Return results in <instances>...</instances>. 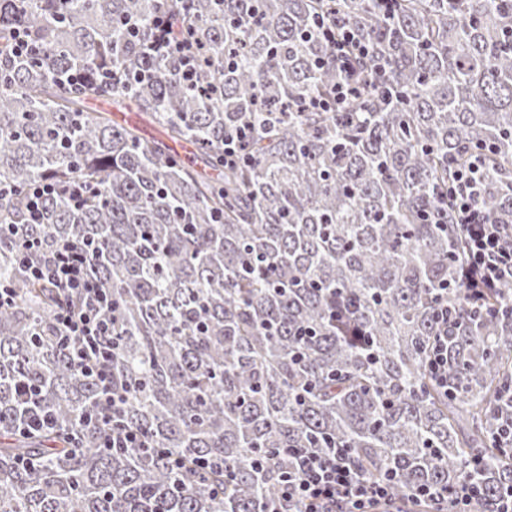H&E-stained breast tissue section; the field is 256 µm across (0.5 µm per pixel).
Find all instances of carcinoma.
I'll list each match as a JSON object with an SVG mask.
<instances>
[{"label":"carcinoma","instance_id":"cac0c4a2","mask_svg":"<svg viewBox=\"0 0 512 512\" xmlns=\"http://www.w3.org/2000/svg\"><path fill=\"white\" fill-rule=\"evenodd\" d=\"M383 2L0 0V279L15 288L0 309V512H263L293 469L282 448H346L364 475L396 474L401 500L473 480L471 507L492 512L512 485V311L496 312L512 282L448 327L450 392L427 355L437 305L465 292L440 193L474 152L482 208L512 224V0ZM161 9L187 12L203 52L192 85L128 35ZM328 10L385 68L386 91L362 89L345 112L303 108L342 77L313 31ZM17 28L39 53L14 63ZM101 65L109 87L62 80ZM116 97L166 140L86 110ZM245 123L247 162L226 166L224 136ZM73 178L93 188L81 207L51 198L26 224L30 185ZM28 234L95 241L120 421L151 447H101L94 386L53 325L74 299L26 279ZM200 455L228 473H192Z\"/></svg>","mask_w":512,"mask_h":512}]
</instances>
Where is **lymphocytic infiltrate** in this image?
Wrapping results in <instances>:
<instances>
[{
    "instance_id": "f902f5d3",
    "label": "lymphocytic infiltrate",
    "mask_w": 512,
    "mask_h": 512,
    "mask_svg": "<svg viewBox=\"0 0 512 512\" xmlns=\"http://www.w3.org/2000/svg\"><path fill=\"white\" fill-rule=\"evenodd\" d=\"M319 38L332 50L343 78L334 97H315L308 109L323 112L346 111L359 93L361 81L383 86V68L372 67L364 78H357L354 65L371 58L373 47L360 31L339 23L334 13L320 15L314 22ZM141 47L148 54L177 58L185 80H192L201 64L198 44L188 36H175L172 13L159 12L153 18L149 35ZM484 178V158L473 155L464 167L455 169L448 179L443 202L465 243L461 275L468 288L465 298L471 311H478L489 292L512 280V225L492 223L478 203ZM88 193L77 179L32 184L26 194V221L42 223L46 202L65 196L80 205ZM24 268L30 279L48 283L63 297H77L78 305L62 306L54 312V324L70 363L91 377L97 391V415L110 421L111 429L102 439L107 448H142L146 442L138 430L116 422L115 412L123 400L112 389V293L91 273L95 256L92 249L66 243L41 253L38 239L24 241ZM456 311L440 305L434 313L437 333L428 354V368L434 382L448 385V326ZM391 477L369 478L352 465L347 452L336 449L328 455L306 453L296 458L295 470L281 489L284 501L297 504L299 512H370L373 504L392 494Z\"/></svg>"
}]
</instances>
